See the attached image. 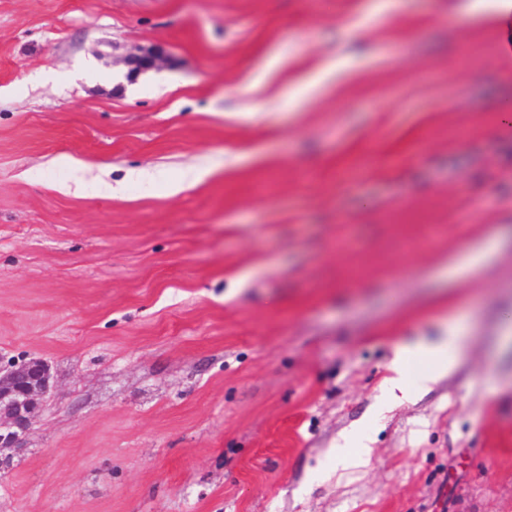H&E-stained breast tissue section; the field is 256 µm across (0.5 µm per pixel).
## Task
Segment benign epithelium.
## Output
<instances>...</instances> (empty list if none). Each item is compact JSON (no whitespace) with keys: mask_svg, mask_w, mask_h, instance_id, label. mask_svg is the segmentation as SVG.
Here are the masks:
<instances>
[{"mask_svg":"<svg viewBox=\"0 0 512 512\" xmlns=\"http://www.w3.org/2000/svg\"><path fill=\"white\" fill-rule=\"evenodd\" d=\"M48 363L0 365V448H17L51 387Z\"/></svg>","mask_w":512,"mask_h":512,"instance_id":"benign-epithelium-1","label":"benign epithelium"}]
</instances>
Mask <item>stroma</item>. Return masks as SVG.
Masks as SVG:
<instances>
[{
  "mask_svg": "<svg viewBox=\"0 0 512 512\" xmlns=\"http://www.w3.org/2000/svg\"><path fill=\"white\" fill-rule=\"evenodd\" d=\"M492 2L0 0V361L53 377L0 512H512ZM458 319L456 368L378 413Z\"/></svg>",
  "mask_w": 512,
  "mask_h": 512,
  "instance_id": "obj_1",
  "label": "stroma"
}]
</instances>
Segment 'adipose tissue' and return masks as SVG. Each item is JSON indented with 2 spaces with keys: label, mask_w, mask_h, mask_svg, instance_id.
Instances as JSON below:
<instances>
[{
  "label": "adipose tissue",
  "mask_w": 512,
  "mask_h": 512,
  "mask_svg": "<svg viewBox=\"0 0 512 512\" xmlns=\"http://www.w3.org/2000/svg\"><path fill=\"white\" fill-rule=\"evenodd\" d=\"M466 344V336L455 325L447 324L435 339L401 345L390 367L391 375L384 383L387 404L399 402L401 394L407 393L411 386L406 382V365L409 361H424L425 368L413 386L426 390L447 374Z\"/></svg>",
  "instance_id": "obj_1"
}]
</instances>
